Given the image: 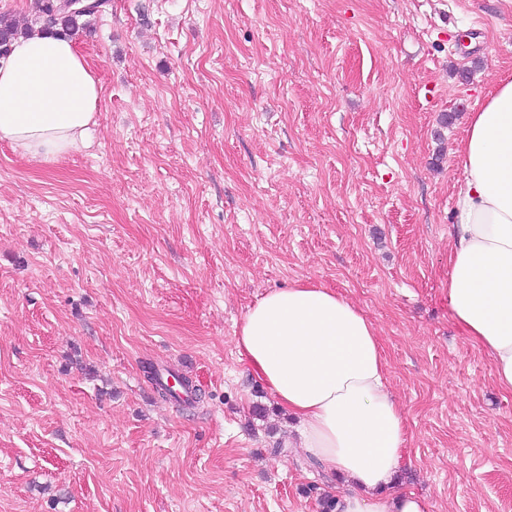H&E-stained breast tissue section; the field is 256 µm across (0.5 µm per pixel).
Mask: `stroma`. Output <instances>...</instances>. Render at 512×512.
Wrapping results in <instances>:
<instances>
[{
  "instance_id": "1",
  "label": "stroma",
  "mask_w": 512,
  "mask_h": 512,
  "mask_svg": "<svg viewBox=\"0 0 512 512\" xmlns=\"http://www.w3.org/2000/svg\"><path fill=\"white\" fill-rule=\"evenodd\" d=\"M75 41L92 145L0 141V512H322L339 479L234 343L298 280L376 325L399 482L512 512V392L448 309L457 148L512 77V0H111Z\"/></svg>"
}]
</instances>
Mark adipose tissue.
<instances>
[{"label":"adipose tissue","instance_id":"1","mask_svg":"<svg viewBox=\"0 0 512 512\" xmlns=\"http://www.w3.org/2000/svg\"><path fill=\"white\" fill-rule=\"evenodd\" d=\"M99 81L73 39L17 38L0 60V141L45 161L85 148ZM463 181L448 249L454 322L488 352L512 391V79L467 115ZM235 343L252 374L298 424L300 446L342 475L338 512H430L394 486L407 419L386 384V358L365 313L310 281L265 293Z\"/></svg>","mask_w":512,"mask_h":512}]
</instances>
